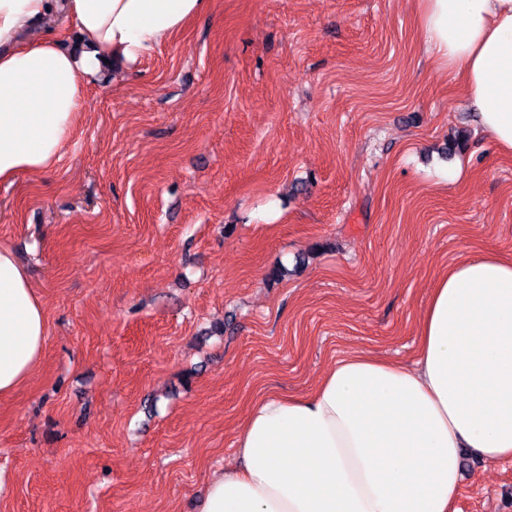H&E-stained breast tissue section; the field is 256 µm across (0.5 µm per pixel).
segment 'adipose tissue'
Listing matches in <instances>:
<instances>
[{"label": "adipose tissue", "mask_w": 512, "mask_h": 512, "mask_svg": "<svg viewBox=\"0 0 512 512\" xmlns=\"http://www.w3.org/2000/svg\"><path fill=\"white\" fill-rule=\"evenodd\" d=\"M208 0H0V182L54 169L84 90L131 67ZM440 67L458 71L484 133L512 153V0H418ZM65 14L37 41L34 22ZM47 318L26 269L0 249V395L38 364ZM415 361L338 359L305 396H271L239 431L241 464L210 482L202 512H455L462 451L512 460V259L488 251L439 276Z\"/></svg>", "instance_id": "ef3b65f1"}]
</instances>
